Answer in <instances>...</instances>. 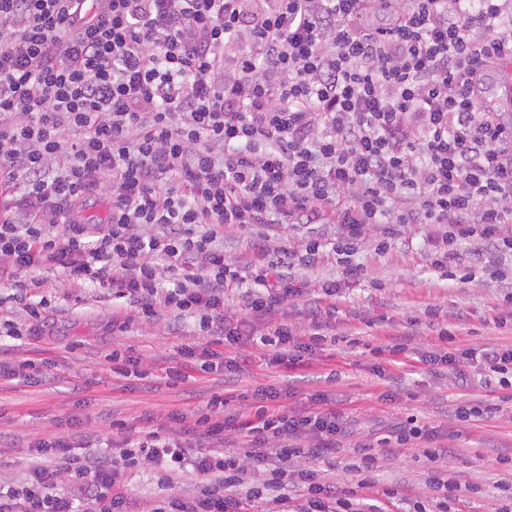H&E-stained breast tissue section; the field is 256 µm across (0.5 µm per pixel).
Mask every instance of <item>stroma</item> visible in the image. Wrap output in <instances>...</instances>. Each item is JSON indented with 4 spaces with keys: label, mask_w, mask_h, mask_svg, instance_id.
I'll return each mask as SVG.
<instances>
[{
    "label": "stroma",
    "mask_w": 512,
    "mask_h": 512,
    "mask_svg": "<svg viewBox=\"0 0 512 512\" xmlns=\"http://www.w3.org/2000/svg\"><path fill=\"white\" fill-rule=\"evenodd\" d=\"M440 234L436 226L407 224L380 252L375 233H366L355 256L365 278L342 284L337 293L330 327L339 338L335 347L289 367L273 362L271 348L245 340L226 354L247 359V366L226 371L221 382L200 374L177 387L166 384L163 370L182 365V347L203 344L194 320H187L179 335L137 318L116 330L111 291H75L63 287L57 274L40 272V292L51 301L46 322L37 335L5 344L10 359L41 365L43 376L32 384L0 379V481H27L29 447L38 439L76 432L107 441L115 421L135 440L147 429L145 412L203 411L211 394L229 382L244 390L274 386L282 406L305 402L318 391L335 399L351 431L337 445L336 468L329 476L345 493L357 488L350 465L359 448L376 445L401 415H417L432 427V436L415 439L412 447L384 446L377 484L365 493L371 512H409L417 503L433 512L427 478L435 471L456 484L450 512H494L502 504L498 485L512 476V466L499 461L512 452V392L478 389L467 395L437 367L424 364L409 374L389 366L382 353L397 336L408 337L413 358L445 348L428 328L435 321L466 345L512 343V253L487 256L463 247L459 268L482 262L487 268L472 281L447 280L429 263ZM382 312L387 318L381 323ZM115 351L137 360L144 379L116 378L110 360ZM466 403L488 411L461 420L455 410ZM426 448L442 454L428 458L422 454Z\"/></svg>",
    "instance_id": "stroma-1"
}]
</instances>
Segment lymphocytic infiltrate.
Listing matches in <instances>:
<instances>
[{
  "label": "lymphocytic infiltrate",
  "instance_id": "1",
  "mask_svg": "<svg viewBox=\"0 0 512 512\" xmlns=\"http://www.w3.org/2000/svg\"><path fill=\"white\" fill-rule=\"evenodd\" d=\"M377 0H0V284L33 321L34 271L111 290L112 321L200 318L208 346L188 347L199 372L236 366L240 312L270 325L276 362L324 346L336 282H299L290 268L353 256L370 227L443 224L431 265L452 276L462 245L512 252V121L478 110L492 61L512 57L498 0H399L386 25L361 26ZM58 160L59 174L48 172ZM105 223L83 212L102 190ZM332 219L243 269L224 256V229L277 234ZM311 298L299 337L276 316ZM462 385L512 386V344L459 345L424 358ZM235 417L216 396L196 419L155 413L144 440L89 460L74 435L33 443L29 479L0 483V512H136L121 469L140 459L161 495L150 512H252L284 501L304 512H358L359 497L302 459L330 461L345 420L322 393L276 406L273 389ZM249 448L239 464L228 438ZM307 447H300V440ZM202 453L190 455L189 443ZM202 478L171 490L186 469Z\"/></svg>",
  "mask_w": 512,
  "mask_h": 512
}]
</instances>
